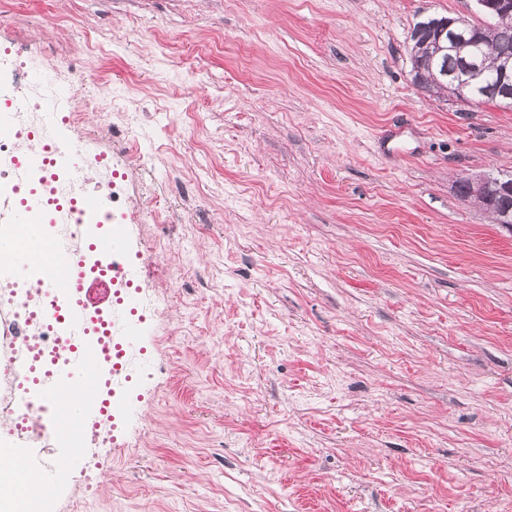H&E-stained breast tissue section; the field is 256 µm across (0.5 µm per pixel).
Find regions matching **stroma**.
I'll return each instance as SVG.
<instances>
[{
	"instance_id": "1",
	"label": "stroma",
	"mask_w": 512,
	"mask_h": 512,
	"mask_svg": "<svg viewBox=\"0 0 512 512\" xmlns=\"http://www.w3.org/2000/svg\"><path fill=\"white\" fill-rule=\"evenodd\" d=\"M476 0H0L81 144L129 174L148 320L120 447L53 512H512V231L459 179L512 174V106L417 88L409 32ZM121 43H114V36ZM97 471L94 504L77 476Z\"/></svg>"
}]
</instances>
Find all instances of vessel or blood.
I'll use <instances>...</instances> for the list:
<instances>
[{"label":"vessel or blood","instance_id":"obj_1","mask_svg":"<svg viewBox=\"0 0 512 512\" xmlns=\"http://www.w3.org/2000/svg\"><path fill=\"white\" fill-rule=\"evenodd\" d=\"M68 98V89L59 87L47 100L48 128L63 125ZM28 106V99L20 92L0 102V138L13 137L14 115ZM82 156V150L58 136L43 150L25 154L12 178L10 220L0 226V247L11 254L9 262L0 263V283L36 299L20 315L1 314L0 333L17 337L23 335L28 324L36 323L52 337L48 343L25 341L9 366L18 392L28 399L51 402L55 415L39 423L18 417L13 428L0 435V443L6 444L11 459L25 472L38 475L26 486V499L34 504L42 502L47 489L68 483L69 459L99 440L98 420L107 415L110 406L112 368L126 350L125 344L113 340L107 322L92 321L90 315L84 272L87 260L95 259L118 280H129L130 274L121 248L125 227L106 221L103 197L86 188ZM63 170L69 171L74 186L67 204L24 188L29 174H39L42 185L48 187ZM70 214L80 219L83 230L93 233L88 256L74 254L56 241L54 226L58 218ZM34 244L45 249L54 267L53 285L39 284L32 275L28 254ZM49 376L54 377V384H46ZM35 426L59 446L56 464L42 471L35 461L36 448L22 437Z\"/></svg>","mask_w":512,"mask_h":512}]
</instances>
